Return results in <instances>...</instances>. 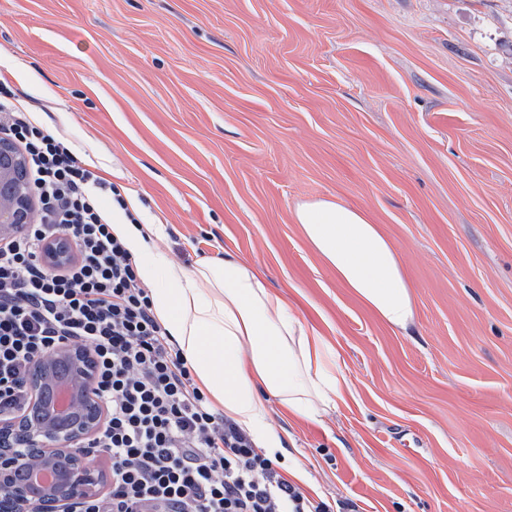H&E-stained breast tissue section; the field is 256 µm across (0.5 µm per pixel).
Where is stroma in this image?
<instances>
[{"label":"stroma","mask_w":512,"mask_h":512,"mask_svg":"<svg viewBox=\"0 0 512 512\" xmlns=\"http://www.w3.org/2000/svg\"><path fill=\"white\" fill-rule=\"evenodd\" d=\"M0 75L190 268L232 251L337 347L277 470L331 512H512V0H0ZM363 210L413 336L344 288L296 207Z\"/></svg>","instance_id":"obj_1"}]
</instances>
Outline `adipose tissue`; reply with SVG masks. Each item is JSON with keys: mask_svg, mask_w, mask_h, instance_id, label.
<instances>
[{"mask_svg": "<svg viewBox=\"0 0 512 512\" xmlns=\"http://www.w3.org/2000/svg\"><path fill=\"white\" fill-rule=\"evenodd\" d=\"M139 212L133 199L113 207L112 229L133 254L153 309L196 385L267 454L281 451L265 398L279 399L296 418L318 421L321 410L335 407L350 389L336 348L233 253L191 269L170 260L154 244L164 225L131 222ZM294 217L338 281L391 327L405 331L414 324L412 284L401 256L362 210L319 200L298 207Z\"/></svg>", "mask_w": 512, "mask_h": 512, "instance_id": "ef3b65f1", "label": "adipose tissue"}]
</instances>
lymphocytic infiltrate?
I'll return each instance as SVG.
<instances>
[{"label": "lymphocytic infiltrate", "mask_w": 512, "mask_h": 512, "mask_svg": "<svg viewBox=\"0 0 512 512\" xmlns=\"http://www.w3.org/2000/svg\"><path fill=\"white\" fill-rule=\"evenodd\" d=\"M0 135L27 155L38 205L34 224L0 243V416L23 406L36 360L63 344L89 351L107 409L91 445L112 462V489L73 512H327L212 409L112 232L102 198L121 194L31 118L2 78ZM63 236L75 258L48 267L46 245Z\"/></svg>", "instance_id": "f902f5d3"}]
</instances>
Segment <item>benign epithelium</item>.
Wrapping results in <instances>:
<instances>
[{"mask_svg":"<svg viewBox=\"0 0 512 512\" xmlns=\"http://www.w3.org/2000/svg\"><path fill=\"white\" fill-rule=\"evenodd\" d=\"M28 159L15 143L0 136V238L14 236L35 217ZM64 241L49 244L44 261L70 263ZM95 376L88 351L64 345L34 363L28 375L29 399L8 419H0V512H71V505L100 492L105 475L89 462L86 448L106 419L94 395ZM70 391L68 412L57 413L52 394ZM48 469L54 479L42 486L32 479Z\"/></svg>","mask_w":512,"mask_h":512,"instance_id":"1","label":"benign epithelium"}]
</instances>
